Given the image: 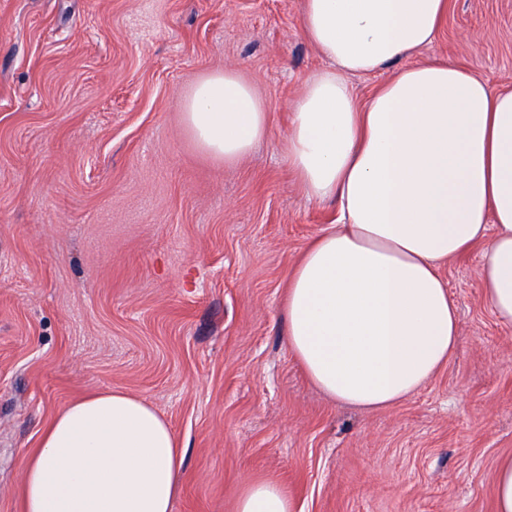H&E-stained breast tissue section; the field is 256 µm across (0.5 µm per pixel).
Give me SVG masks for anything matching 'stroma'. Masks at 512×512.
I'll use <instances>...</instances> for the list:
<instances>
[{
  "label": "stroma",
  "mask_w": 512,
  "mask_h": 512,
  "mask_svg": "<svg viewBox=\"0 0 512 512\" xmlns=\"http://www.w3.org/2000/svg\"><path fill=\"white\" fill-rule=\"evenodd\" d=\"M303 0H0V512L21 460L70 401L143 397L185 448L172 512H231L273 475L297 512H494L512 457V325L479 256L442 268L457 348L420 392L365 412L300 371L286 273L336 219L282 152L304 80L326 65ZM512 90V0H448L415 57ZM239 70L270 130L232 167L182 122L202 76ZM494 511L512 512V458L500 462L494 480Z\"/></svg>",
  "instance_id": "obj_1"
}]
</instances>
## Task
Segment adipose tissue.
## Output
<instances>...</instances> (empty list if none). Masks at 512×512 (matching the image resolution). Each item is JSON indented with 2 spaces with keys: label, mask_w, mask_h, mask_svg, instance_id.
I'll use <instances>...</instances> for the list:
<instances>
[{
  "label": "adipose tissue",
  "mask_w": 512,
  "mask_h": 512,
  "mask_svg": "<svg viewBox=\"0 0 512 512\" xmlns=\"http://www.w3.org/2000/svg\"><path fill=\"white\" fill-rule=\"evenodd\" d=\"M448 0H303L307 39L328 66L292 106L282 150L306 199L338 218L287 274L288 349L329 399L361 410L418 392L452 357L458 317L440 275L480 251V285L512 325V91L471 68L414 63ZM389 71L358 102L349 76ZM197 148L235 165L266 138L270 115L233 69L186 93ZM184 451L143 398L108 390L74 400L25 455L21 512H171ZM233 512H296L276 478L258 477Z\"/></svg>",
  "instance_id": "obj_1"
}]
</instances>
